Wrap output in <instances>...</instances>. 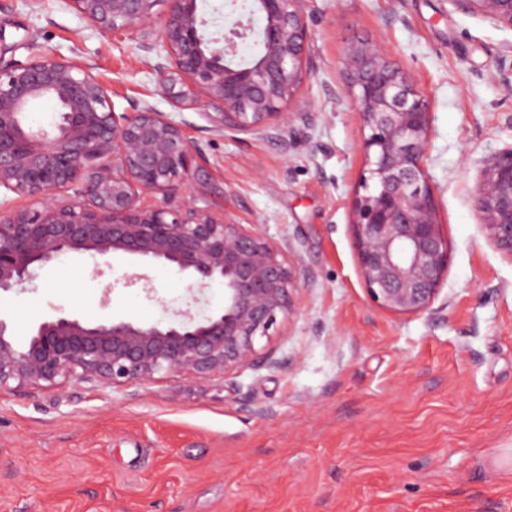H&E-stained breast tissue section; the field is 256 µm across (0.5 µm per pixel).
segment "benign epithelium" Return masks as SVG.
Wrapping results in <instances>:
<instances>
[{"label":"benign epithelium","instance_id":"1","mask_svg":"<svg viewBox=\"0 0 512 512\" xmlns=\"http://www.w3.org/2000/svg\"><path fill=\"white\" fill-rule=\"evenodd\" d=\"M67 0L101 33L136 32L155 65L163 95L185 101L224 130L249 133L298 113L312 63L306 0H253L217 37L196 0ZM512 29V0H453ZM263 20L254 25V16ZM259 50L240 57L241 46ZM344 75L363 130L365 168L353 203V247L370 302L394 315L432 309L448 276L450 247L426 172L431 112L412 74L368 40L350 45ZM55 104L50 128L27 116ZM203 154L181 126L152 107L117 112L109 88L88 65L54 54L0 66V188L33 200L0 208V292L23 285L34 267L89 253L113 267L116 257L158 263L203 289L224 286V308L203 318L189 310L168 322L84 323L46 320L22 345L0 315V391L53 388L95 379L124 388L161 373L224 376L259 363L258 343L295 310L297 266L279 243L217 221L184 200L177 184L203 172ZM72 192L66 202L57 195ZM162 201L144 207L139 192ZM489 242L512 258V147L485 161L474 192Z\"/></svg>","mask_w":512,"mask_h":512}]
</instances>
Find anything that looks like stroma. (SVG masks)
<instances>
[{"label":"stroma","instance_id":"35a3bbf8","mask_svg":"<svg viewBox=\"0 0 512 512\" xmlns=\"http://www.w3.org/2000/svg\"><path fill=\"white\" fill-rule=\"evenodd\" d=\"M306 20V117L239 133L162 95L158 58L136 35L98 32L65 0H0V62L79 58L116 111L163 112L206 159L176 196L258 225L306 271L294 314L262 349L270 364L0 392V512H512V258L473 201L486 159L512 147V29L452 0H307ZM361 39L430 103L427 174L450 262L422 315L372 305L358 271L364 132L341 62ZM95 263L65 257L0 294L17 343L62 313L152 324L224 306L221 285L196 297L168 267L118 260L99 277ZM141 271L155 298L123 286Z\"/></svg>","mask_w":512,"mask_h":512}]
</instances>
